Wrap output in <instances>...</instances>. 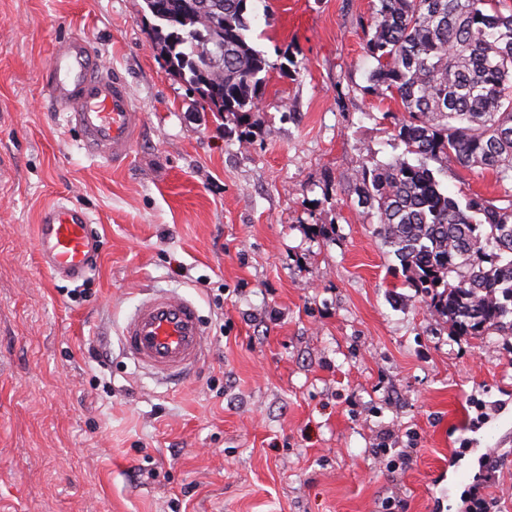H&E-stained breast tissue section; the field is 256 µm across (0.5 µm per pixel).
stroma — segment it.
I'll return each instance as SVG.
<instances>
[{
	"label": "stroma",
	"instance_id": "35a3bbf8",
	"mask_svg": "<svg viewBox=\"0 0 512 512\" xmlns=\"http://www.w3.org/2000/svg\"><path fill=\"white\" fill-rule=\"evenodd\" d=\"M374 3L250 0L274 68L248 138L171 75L142 0H0V512H512V336L453 335L393 289L347 181L404 150L399 102L367 91ZM70 36L129 84L123 164L44 96ZM439 180L504 194L477 169ZM59 200L102 242L77 303L34 246ZM158 289L209 331L180 384L120 342Z\"/></svg>",
	"mask_w": 512,
	"mask_h": 512
}]
</instances>
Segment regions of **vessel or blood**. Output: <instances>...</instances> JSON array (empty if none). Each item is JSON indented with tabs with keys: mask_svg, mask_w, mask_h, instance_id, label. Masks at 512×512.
I'll list each match as a JSON object with an SVG mask.
<instances>
[{
	"mask_svg": "<svg viewBox=\"0 0 512 512\" xmlns=\"http://www.w3.org/2000/svg\"><path fill=\"white\" fill-rule=\"evenodd\" d=\"M49 66L46 95L56 111L71 113L84 148L115 163L127 159L139 122L124 79L104 74L91 44L82 37L58 42ZM98 243L85 211L64 202L43 210L35 246L41 265L54 275L81 277ZM121 337L124 350L165 381L186 379L208 347V333L195 305L167 292L144 299Z\"/></svg>",
	"mask_w": 512,
	"mask_h": 512,
	"instance_id": "b4317fda",
	"label": "vessel or blood"
}]
</instances>
